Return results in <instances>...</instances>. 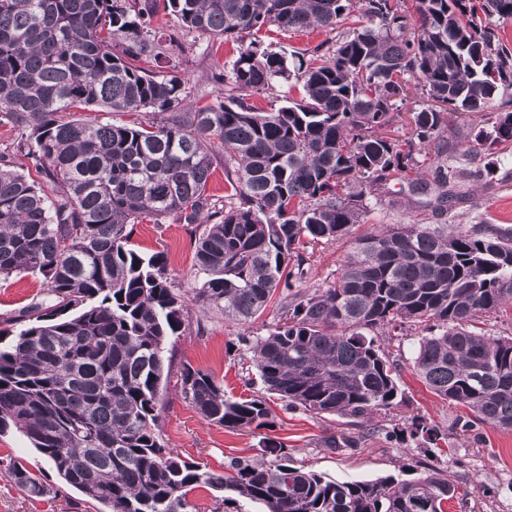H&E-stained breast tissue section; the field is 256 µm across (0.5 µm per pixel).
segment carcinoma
Segmentation results:
<instances>
[{
	"label": "carcinoma",
	"instance_id": "cac0c4a2",
	"mask_svg": "<svg viewBox=\"0 0 512 512\" xmlns=\"http://www.w3.org/2000/svg\"><path fill=\"white\" fill-rule=\"evenodd\" d=\"M0 0V121L50 191L0 165V276L35 274L46 289L0 318V429L21 431L84 502L106 512H191L188 495L217 492L212 512H448L460 497L443 470L336 481L291 463L271 443L269 462L233 458L234 475L205 470L166 447L160 394L175 340L189 327L185 297L162 252L144 255L128 226L175 216L194 224L195 300L246 326L278 299L280 320L245 337L265 391L314 415L359 426L400 403L402 354L441 399L470 415L455 426L512 429V337L476 331L512 300V237L389 224L351 236L391 177L426 169L410 185L444 211L467 172L442 141L512 89V50L493 19L512 0ZM180 27L239 43L224 97L181 108L187 79L174 42L156 37L159 11ZM334 35L300 55L264 45L263 33ZM295 82L268 111L250 98ZM408 137L386 130L412 90ZM152 113L132 124L72 119L74 110ZM473 146L512 145L502 112ZM224 150V205L206 193L214 149ZM350 238L327 288L304 284L307 251ZM180 388L191 407L228 430L266 428L262 399H236L190 366ZM332 451L361 437L328 435ZM29 497L51 488L20 462ZM229 491V495L222 491Z\"/></svg>",
	"mask_w": 512,
	"mask_h": 512
}]
</instances>
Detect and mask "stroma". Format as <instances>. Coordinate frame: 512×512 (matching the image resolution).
<instances>
[{
    "mask_svg": "<svg viewBox=\"0 0 512 512\" xmlns=\"http://www.w3.org/2000/svg\"><path fill=\"white\" fill-rule=\"evenodd\" d=\"M153 28L174 36L178 42L175 60L188 80L187 110L219 98L224 88L214 82L213 76L228 71L237 56L238 44L179 31L171 15L156 16ZM497 158L493 181L466 184L443 218H435L425 196L412 193L407 180L393 179L381 189L365 222L432 224L440 220L466 229L488 224L512 233V146L499 152ZM131 242L145 253L164 252L181 292L194 295L199 282L193 270L194 240L189 226L171 218L161 224H135L131 227ZM345 251L340 242L315 246L307 263L309 285L324 288L335 282ZM42 289L38 276L0 279V314L17 312ZM189 317L206 318V329L201 334L188 331L178 338L172 374H179L188 365L212 373L231 397L265 399L272 425L232 432L210 424L183 398L179 384L169 383L161 435L165 445L182 457L221 473L233 458L270 459L267 442L272 439L284 445L295 465L339 481L395 475L402 465L415 466L433 458L461 494L460 499L454 500L451 512H512V430L485 426L478 436L462 434L454 421L465 416V409L448 404L431 392L412 365H404L401 371L400 405L375 419L376 433L367 435L357 452L333 453L322 447L321 440L330 434L350 432L344 419L315 416L288 407L277 396L266 393L258 376L248 371L250 353L241 341L239 325L225 322L216 314L204 315L202 307L195 303L189 306ZM415 417L439 429L438 444L411 436V420ZM16 460L27 465L43 484L53 487V494L32 499L20 492L11 473ZM0 512H96V508L83 503L80 493L66 485L26 436L12 427L0 433Z\"/></svg>",
    "mask_w": 512,
    "mask_h": 512,
    "instance_id": "35a3bbf8",
    "label": "stroma"
}]
</instances>
